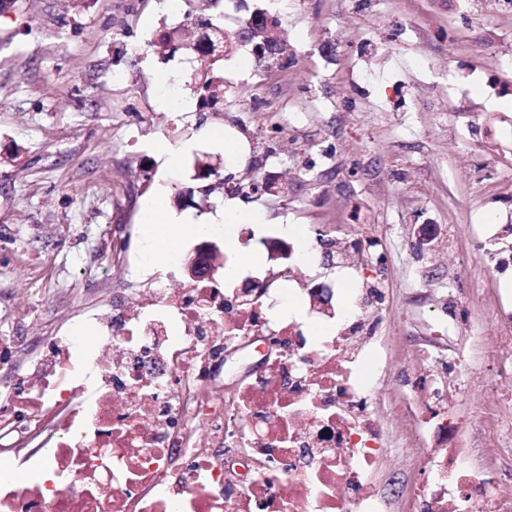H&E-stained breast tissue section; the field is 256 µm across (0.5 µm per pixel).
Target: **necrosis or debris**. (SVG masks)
<instances>
[{"mask_svg":"<svg viewBox=\"0 0 512 512\" xmlns=\"http://www.w3.org/2000/svg\"><path fill=\"white\" fill-rule=\"evenodd\" d=\"M218 278L171 296L154 273L140 304L107 301L91 337L56 336L0 384V446L36 480L0 476V512H387L358 315L313 334L316 291L274 310ZM250 341L265 370L224 405L216 370ZM408 512H512L461 449L436 448Z\"/></svg>","mask_w":512,"mask_h":512,"instance_id":"4bbe7bcc","label":"necrosis or debris"}]
</instances>
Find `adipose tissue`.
<instances>
[{"mask_svg":"<svg viewBox=\"0 0 512 512\" xmlns=\"http://www.w3.org/2000/svg\"><path fill=\"white\" fill-rule=\"evenodd\" d=\"M238 220V206L235 202L225 203L223 209L205 221H189L172 227L170 217L163 198H156L142 211L140 222L144 237L159 246L160 252L168 260L178 258V238L182 235H208L217 230L220 225L233 224Z\"/></svg>","mask_w":512,"mask_h":512,"instance_id":"ef3b65f1","label":"adipose tissue"}]
</instances>
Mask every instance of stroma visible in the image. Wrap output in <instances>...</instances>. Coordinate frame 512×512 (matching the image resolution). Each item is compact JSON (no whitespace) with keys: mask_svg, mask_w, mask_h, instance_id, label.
<instances>
[{"mask_svg":"<svg viewBox=\"0 0 512 512\" xmlns=\"http://www.w3.org/2000/svg\"><path fill=\"white\" fill-rule=\"evenodd\" d=\"M279 22L286 68H255L251 45L224 62V110L194 100V55L156 47L161 30L255 9ZM243 144L232 154L226 142ZM182 149L172 166L160 145ZM220 156L240 183L274 180L258 198L198 193L196 155ZM163 195L174 219L224 202L244 223L210 236L244 286L280 265L273 241L300 256L333 302L367 291L377 315L365 377L384 457L371 475L406 512L423 477L406 441L427 413L440 361L449 418L462 423L470 468L512 486V6L500 0H16L0 13V336L23 372L52 336L87 328L119 288L138 305L147 241L140 216ZM302 228L286 234L285 226ZM306 255V254H305Z\"/></svg>","mask_w":512,"mask_h":512,"instance_id":"1","label":"stroma"}]
</instances>
